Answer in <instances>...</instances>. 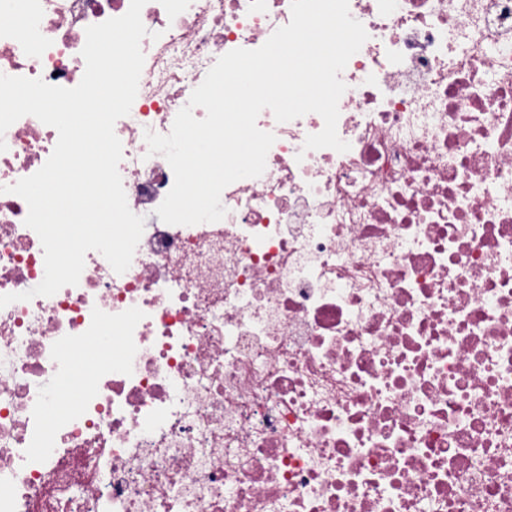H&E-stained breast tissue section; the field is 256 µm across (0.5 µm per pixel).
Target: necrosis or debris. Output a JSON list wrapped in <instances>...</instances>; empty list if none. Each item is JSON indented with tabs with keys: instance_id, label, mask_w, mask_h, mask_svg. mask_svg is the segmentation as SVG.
Listing matches in <instances>:
<instances>
[{
	"instance_id": "4bbe7bcc",
	"label": "necrosis or debris",
	"mask_w": 512,
	"mask_h": 512,
	"mask_svg": "<svg viewBox=\"0 0 512 512\" xmlns=\"http://www.w3.org/2000/svg\"><path fill=\"white\" fill-rule=\"evenodd\" d=\"M131 0H0V74L65 88L88 26ZM291 0H147L137 97L114 131L145 219L128 270L0 309V512H512V0H349L368 38L341 74L348 151L277 122L226 216L169 225L146 131ZM0 294L44 250L8 188L58 139L0 137ZM93 360L74 407L58 385Z\"/></svg>"
}]
</instances>
